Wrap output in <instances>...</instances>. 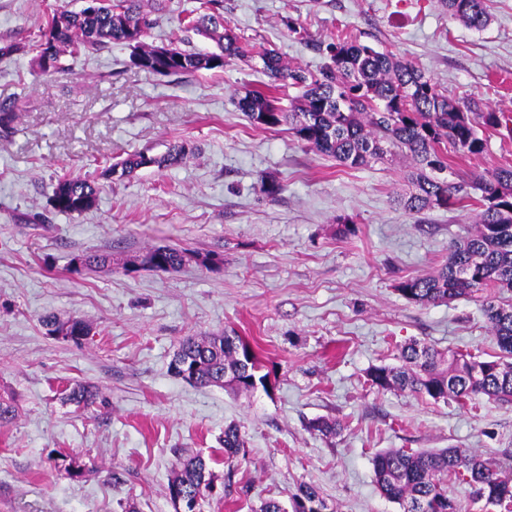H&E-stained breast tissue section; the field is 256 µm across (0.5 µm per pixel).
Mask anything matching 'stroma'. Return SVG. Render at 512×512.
<instances>
[{
    "instance_id": "1",
    "label": "stroma",
    "mask_w": 512,
    "mask_h": 512,
    "mask_svg": "<svg viewBox=\"0 0 512 512\" xmlns=\"http://www.w3.org/2000/svg\"><path fill=\"white\" fill-rule=\"evenodd\" d=\"M67 2L0 0V46L20 47L0 57V101L19 114L0 139V397L17 406L0 425V512H176L168 485L178 457L196 454L212 473L198 512H257L303 484L334 512H402L374 480L373 459L389 448H464L512 473V405L434 402L367 377L414 341L497 353L479 301L420 306L397 290L447 262L449 244L475 227L476 201L407 214L395 204L406 158L345 168L287 127L252 126L237 100L266 80L256 61L166 77L130 67L115 44L37 75L43 12ZM488 9L476 31L439 0H224L239 41L286 62L319 70L318 43L343 33L417 62L456 100L512 113V0ZM288 17L305 39L289 36ZM173 144L188 151L181 164L104 175ZM449 163L470 174L512 165V139L491 133L482 157ZM263 173L285 184L277 199L259 193ZM65 174L97 180L94 208L52 209ZM154 245L189 257L169 273L136 267ZM94 251L111 253V269L72 272L73 258ZM47 315L80 317L90 334L47 335ZM230 329L265 361L268 390L196 387L171 373L183 338ZM79 385L94 391L92 406L68 401ZM317 419L340 429L322 436ZM231 423L246 444L228 463ZM59 453L80 461L81 477L60 475Z\"/></svg>"
}]
</instances>
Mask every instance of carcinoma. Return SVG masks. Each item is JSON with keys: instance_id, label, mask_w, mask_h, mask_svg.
Returning <instances> with one entry per match:
<instances>
[{"instance_id": "obj_1", "label": "carcinoma", "mask_w": 512, "mask_h": 512, "mask_svg": "<svg viewBox=\"0 0 512 512\" xmlns=\"http://www.w3.org/2000/svg\"><path fill=\"white\" fill-rule=\"evenodd\" d=\"M163 0H98L92 10L56 8L39 29L36 68L42 74L63 70L69 53H95L111 44L131 49L130 66L160 75H185L217 71L238 61L257 59L270 79L267 91L248 90L238 108L256 128L286 125L303 146L343 167L360 168L387 161L401 152L413 163V189L397 199L408 214L446 209L481 192L474 232L450 246L448 262L431 275L406 279L397 285L409 302L429 305L476 293L495 337L499 354L487 358L470 353L443 354L432 345L413 342L400 353L401 366H375L368 376L382 390L408 391L433 400L465 399L481 394L502 404H512V303L500 302L495 290L512 289V165L487 170L480 176L456 173L455 180L440 177L449 164L444 150L471 158L488 150L490 131L512 134V114L472 99L466 103L448 96L416 63L401 60L347 36L319 45L328 62L313 72L290 65L262 42H238L224 19V0H204L202 10L179 22L178 31H193L216 45L214 51L186 50L174 36L166 45L145 42ZM448 15L480 31L487 27L486 0H441ZM294 88L289 109L279 105L276 92ZM17 113L13 102H0V138L14 131ZM186 148L172 145L160 156L142 152L129 155L106 169L118 180L145 167L165 168L183 162ZM284 184L271 174L260 176L259 191L270 198L280 195ZM99 187L80 176L58 180L51 206L59 213L81 215L95 206ZM187 252L160 245L147 249L140 266L155 272L182 267ZM76 270L112 267L108 253L74 258ZM50 336L79 342L90 334L89 325L72 317L43 319ZM253 348L235 333L188 336L171 363L175 374L187 382L207 387L233 385L250 392L267 388L268 374ZM224 456L232 459L245 447L236 425L224 429ZM374 479L380 492L398 503L403 512H469L468 505L448 495V477L470 487V503L479 501L494 509L512 507V475L498 472L464 448L405 450L390 448L377 453ZM205 459L193 456L179 462L168 491L201 499L210 485ZM329 507L312 485H302L291 501V512H314Z\"/></svg>"}]
</instances>
